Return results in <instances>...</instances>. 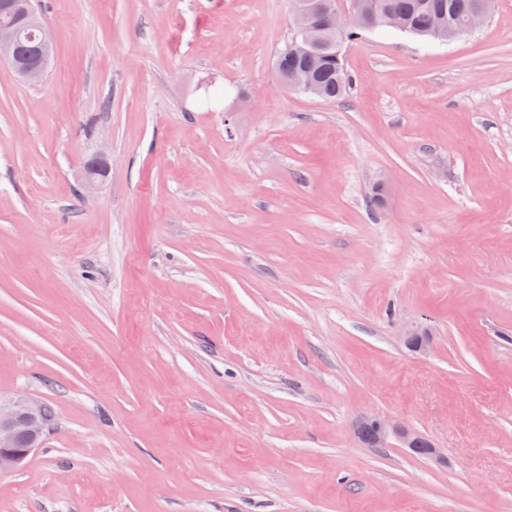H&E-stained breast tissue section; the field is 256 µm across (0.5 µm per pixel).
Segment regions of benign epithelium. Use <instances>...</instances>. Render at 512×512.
<instances>
[{"instance_id":"7a95c632","label":"benign epithelium","mask_w":512,"mask_h":512,"mask_svg":"<svg viewBox=\"0 0 512 512\" xmlns=\"http://www.w3.org/2000/svg\"><path fill=\"white\" fill-rule=\"evenodd\" d=\"M491 0H477L465 21L459 25H448V35L435 33L439 41L454 39L482 26L488 19ZM324 13L333 18V23L322 29L311 28L312 15ZM0 15L6 21L0 23V61L8 62L20 79L29 84L40 82L45 74L53 51V35L44 24L34 5V0H0ZM293 23L290 44L295 52L306 55L314 62L325 50L340 46L342 34L350 28L369 26L370 16L361 8L359 0H352L349 7L339 9L336 0H293ZM36 34L39 47L38 59L26 66L18 65L19 37L22 30ZM284 84L310 96H318L312 76L307 71L293 70L284 78ZM106 175V156L97 152L81 173V181L87 189L95 187ZM424 324L417 322L403 332L406 347L419 355L431 351L430 337L420 339L413 345L412 335ZM45 404L28 399H17L8 404L0 402V471L19 467L39 447L48 426L43 416ZM358 441L367 448H388L397 441L404 448L425 456L442 459L433 442L421 432L405 424L376 416H364L356 426Z\"/></svg>"}]
</instances>
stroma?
Listing matches in <instances>:
<instances>
[{
  "label": "stroma",
  "instance_id": "35a3bbf8",
  "mask_svg": "<svg viewBox=\"0 0 512 512\" xmlns=\"http://www.w3.org/2000/svg\"><path fill=\"white\" fill-rule=\"evenodd\" d=\"M39 8L42 81L0 62V398L55 422L0 512H512V0L363 32L332 101L279 81L291 0ZM106 175V156L97 152L81 173V181L86 189L95 187ZM356 435L358 441L367 448H388L393 441H397L413 453L423 450L427 457L442 459L427 436L397 420L363 416L356 426Z\"/></svg>",
  "mask_w": 512,
  "mask_h": 512
}]
</instances>
